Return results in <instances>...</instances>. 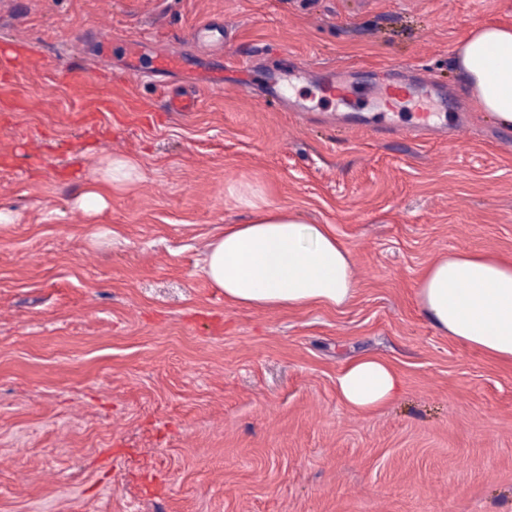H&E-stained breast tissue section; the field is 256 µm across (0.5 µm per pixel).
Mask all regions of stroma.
Masks as SVG:
<instances>
[{"instance_id":"obj_1","label":"stroma","mask_w":512,"mask_h":512,"mask_svg":"<svg viewBox=\"0 0 512 512\" xmlns=\"http://www.w3.org/2000/svg\"><path fill=\"white\" fill-rule=\"evenodd\" d=\"M512 0H11L0 34L32 39L46 72L0 100V512H512V363L438 332L417 284L454 251L512 257V148L464 85L455 55ZM146 56L191 48L177 77L128 78L108 34ZM112 109L81 122L69 42ZM249 59L257 85L223 91L203 69ZM343 68L351 102L325 96ZM432 76L434 123L456 142L375 131L394 75ZM195 90L196 111L159 110ZM155 103L128 112L129 97ZM356 112L351 132L327 115ZM143 178L98 213L75 201L106 154ZM327 224L353 254L344 307L259 310L201 273L205 244L250 210ZM370 353L396 369L389 404L350 411L336 377Z\"/></svg>"}]
</instances>
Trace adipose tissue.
<instances>
[{
  "label": "adipose tissue",
  "mask_w": 512,
  "mask_h": 512,
  "mask_svg": "<svg viewBox=\"0 0 512 512\" xmlns=\"http://www.w3.org/2000/svg\"><path fill=\"white\" fill-rule=\"evenodd\" d=\"M456 64L482 111L512 123V27L486 25L463 41ZM142 178L140 163L105 156L76 200L84 212L100 210L107 189H125ZM257 194L239 201L253 216L225 226L204 250L202 272L233 303L260 309L339 308L354 296L353 257L326 224H311L288 209L258 205ZM421 312L442 333L512 362V260L467 251L431 263L418 283ZM398 374L386 360L360 356L336 379L343 404L377 408L396 395Z\"/></svg>",
  "instance_id": "ef3b65f1"
}]
</instances>
